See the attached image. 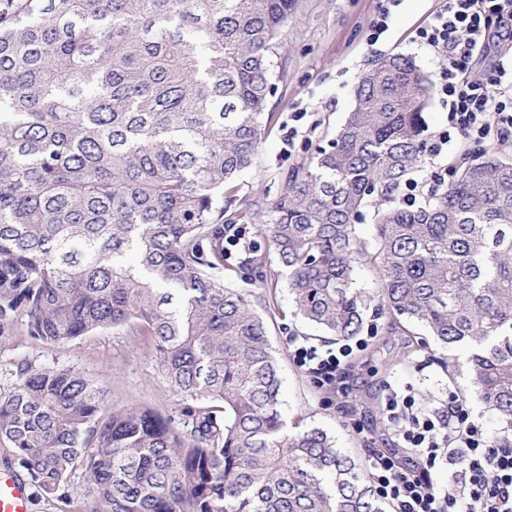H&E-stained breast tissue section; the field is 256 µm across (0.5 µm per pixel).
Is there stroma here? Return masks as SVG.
Listing matches in <instances>:
<instances>
[{
	"label": "stroma",
	"mask_w": 512,
	"mask_h": 512,
	"mask_svg": "<svg viewBox=\"0 0 512 512\" xmlns=\"http://www.w3.org/2000/svg\"><path fill=\"white\" fill-rule=\"evenodd\" d=\"M444 3L400 0L387 31L372 42L369 28L380 0H299L283 32L281 61L274 66L276 92L262 117L265 142L251 168L236 180L233 206L250 215L247 240L256 238L261 218L257 204L280 195L288 170L335 138L352 106L351 89L372 60L399 52L434 74L430 55L412 38ZM277 298L279 308L267 323L282 380L284 419L326 431L360 462H367L371 446L397 454L402 463L410 461L380 418L386 389L413 395L417 407L425 410L446 406L451 389L469 390L464 350H446L429 339L411 344L406 337L388 335L369 309L362 328L372 331L373 337L355 355L354 366L343 380L346 395H338L335 385L318 382L297 366L292 355L298 343L333 349L338 340L295 316L287 285L279 286ZM28 364L74 368L97 381L115 406H149L176 417L186 405L185 399L170 391L152 346L131 341L120 328L49 346L33 339L24 318H17L12 336L0 341V395L13 391L20 368Z\"/></svg>",
	"instance_id": "35a3bbf8"
}]
</instances>
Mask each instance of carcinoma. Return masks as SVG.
Segmentation results:
<instances>
[{
    "label": "carcinoma",
    "mask_w": 512,
    "mask_h": 512,
    "mask_svg": "<svg viewBox=\"0 0 512 512\" xmlns=\"http://www.w3.org/2000/svg\"><path fill=\"white\" fill-rule=\"evenodd\" d=\"M298 0H0V340L17 314L46 345L124 327L158 354L180 425L105 405L81 372L20 369L0 437L48 497L83 512H386L320 428L289 426L262 315L233 287L224 226L263 141L281 34ZM432 79L381 57L336 137L263 203L257 236L301 317L360 331L358 269L389 334L468 351L470 392L512 446V158L469 156L414 209ZM375 207V235L359 232ZM227 272L226 278L218 274ZM280 273L269 270L265 307Z\"/></svg>",
    "instance_id": "obj_1"
}]
</instances>
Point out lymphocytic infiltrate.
Listing matches in <instances>:
<instances>
[{
  "mask_svg": "<svg viewBox=\"0 0 512 512\" xmlns=\"http://www.w3.org/2000/svg\"><path fill=\"white\" fill-rule=\"evenodd\" d=\"M415 42L438 62L435 93L448 111L445 130L434 135L429 151L440 156L451 139L477 146L512 138V0H446L416 29ZM488 69L473 79L480 64ZM366 339L337 349L298 344L293 359L325 382H334L350 365ZM381 419L397 447L413 460L372 451L368 480L390 512H512V447H493L468 401L448 394L444 410L415 413L410 398L387 393ZM447 484H438L440 466Z\"/></svg>",
  "mask_w": 512,
  "mask_h": 512,
  "instance_id": "lymphocytic-infiltrate-1",
  "label": "lymphocytic infiltrate"
}]
</instances>
